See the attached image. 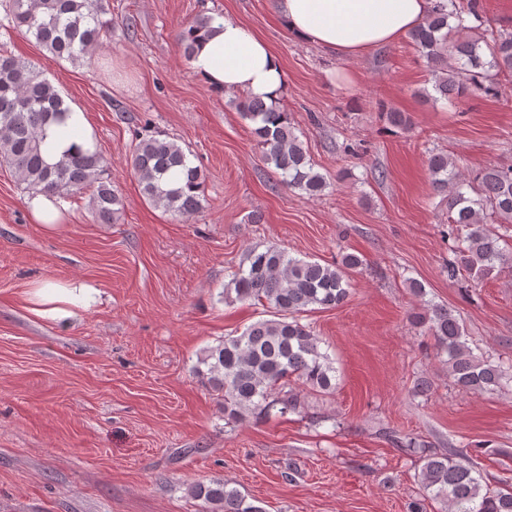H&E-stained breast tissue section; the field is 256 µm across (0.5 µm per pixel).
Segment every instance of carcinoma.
I'll return each mask as SVG.
<instances>
[{
  "mask_svg": "<svg viewBox=\"0 0 512 512\" xmlns=\"http://www.w3.org/2000/svg\"><path fill=\"white\" fill-rule=\"evenodd\" d=\"M12 28L33 36L57 59L72 64L87 58L110 32L101 0H8ZM481 0H435L414 30L410 42L430 64V98L451 101L465 91L497 94L501 78L512 80V33H485ZM213 21L203 17L185 26L178 42L185 58L193 52V34ZM244 119L261 147L264 163L283 185L316 197L329 187L315 171L308 152L286 112H271L264 102L245 97L239 103ZM70 106L35 66L0 54V160L15 172L33 195L69 200L93 188L90 209L100 224H114L121 212L117 187L105 177V162L95 150L77 148L51 161L42 150L46 129L63 125ZM127 164L138 179L145 201L172 216L193 215L205 207V177L192 165L183 147L160 135L135 139ZM428 171L434 190L448 202V238L455 242L444 265L448 279L464 270L485 277L512 261L504 235L492 224L512 226V166H490L470 177L449 156L433 153ZM365 264L360 254L343 253L334 264L291 256L277 246L247 250L241 267L224 285L223 300L254 302L273 310L242 332L209 348L197 369L210 389L224 399V419L237 421L248 413L284 416L303 408L298 380L329 393L336 388V367L322 339L303 314L340 306L350 294L349 272ZM410 287L423 300V311L409 314L410 324L433 337L437 355L462 390L492 392L503 386L507 372L489 358L477 356L467 343L463 323L446 307L425 300L426 290ZM418 454L417 480L423 496L441 500L447 512H512V486L491 489L454 452L438 453L409 441ZM190 494L207 505L206 512H262L247 496L221 481L196 483Z\"/></svg>",
  "mask_w": 512,
  "mask_h": 512,
  "instance_id": "1",
  "label": "carcinoma"
}]
</instances>
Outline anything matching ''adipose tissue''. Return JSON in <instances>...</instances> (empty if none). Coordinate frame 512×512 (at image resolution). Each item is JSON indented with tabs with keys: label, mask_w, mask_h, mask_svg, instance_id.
Segmentation results:
<instances>
[{
	"label": "adipose tissue",
	"mask_w": 512,
	"mask_h": 512,
	"mask_svg": "<svg viewBox=\"0 0 512 512\" xmlns=\"http://www.w3.org/2000/svg\"><path fill=\"white\" fill-rule=\"evenodd\" d=\"M431 6L432 0H278L276 11L280 23L296 37L348 59L402 40ZM190 67L214 91L281 105L286 85L281 59L237 19H217L198 32ZM84 127L82 111L72 110L65 125L48 129L44 153L55 160L72 146L90 147L91 135ZM97 295V289L85 283L45 282L33 297L38 315L63 320L75 309L90 308Z\"/></svg>",
	"instance_id": "obj_1"
}]
</instances>
